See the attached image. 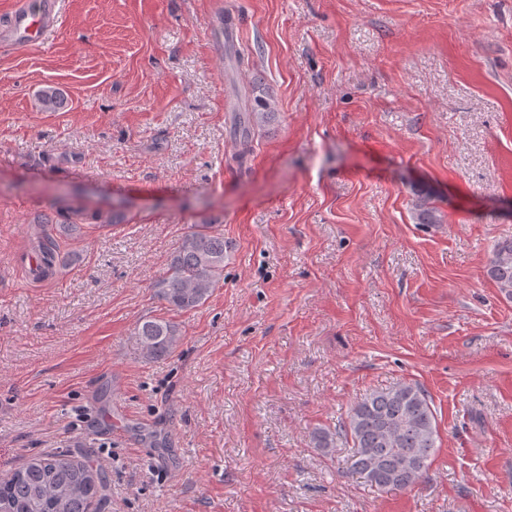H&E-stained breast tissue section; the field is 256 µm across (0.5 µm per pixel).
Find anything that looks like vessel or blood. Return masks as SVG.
<instances>
[{
    "label": "vessel or blood",
    "instance_id": "obj_1",
    "mask_svg": "<svg viewBox=\"0 0 512 512\" xmlns=\"http://www.w3.org/2000/svg\"><path fill=\"white\" fill-rule=\"evenodd\" d=\"M59 0H41L31 7L27 0H15L0 23V49L18 50L46 47L60 20Z\"/></svg>",
    "mask_w": 512,
    "mask_h": 512
}]
</instances>
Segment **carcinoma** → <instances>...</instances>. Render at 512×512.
Wrapping results in <instances>:
<instances>
[{
	"label": "carcinoma",
	"instance_id": "1",
	"mask_svg": "<svg viewBox=\"0 0 512 512\" xmlns=\"http://www.w3.org/2000/svg\"><path fill=\"white\" fill-rule=\"evenodd\" d=\"M44 110L60 109L58 89L41 91ZM275 117L272 100L257 96L250 112L238 123L242 138L240 159L250 152L251 127ZM414 201L420 224L442 223L431 195L418 189ZM42 266L38 278L54 272L57 252L52 239L38 242ZM224 235L210 224H197L182 236L170 255L165 271L151 285L154 296L172 312L169 317H148L134 331L142 357L153 361L173 353L183 338L174 316L202 306L224 279ZM501 293L512 300V239L499 242L486 269ZM315 447L332 454L342 439L352 444L351 467L381 492L407 490L426 475L437 441L436 417L431 399L417 383L401 381L385 389H374L350 410L347 422L331 431L313 432ZM107 490L106 476L86 461L59 451L31 458L10 478L0 482V512H91L95 499Z\"/></svg>",
	"mask_w": 512,
	"mask_h": 512
}]
</instances>
